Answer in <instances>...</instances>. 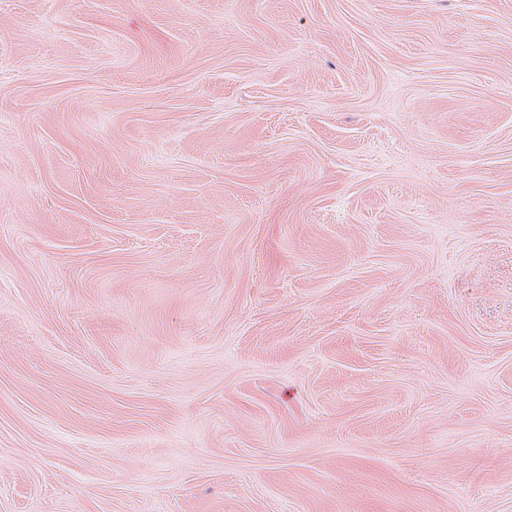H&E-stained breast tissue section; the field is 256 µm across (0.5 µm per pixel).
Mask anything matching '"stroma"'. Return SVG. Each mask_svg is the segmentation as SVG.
Instances as JSON below:
<instances>
[{
  "label": "stroma",
  "mask_w": 512,
  "mask_h": 512,
  "mask_svg": "<svg viewBox=\"0 0 512 512\" xmlns=\"http://www.w3.org/2000/svg\"><path fill=\"white\" fill-rule=\"evenodd\" d=\"M0 512H512V0H0Z\"/></svg>",
  "instance_id": "stroma-1"
}]
</instances>
